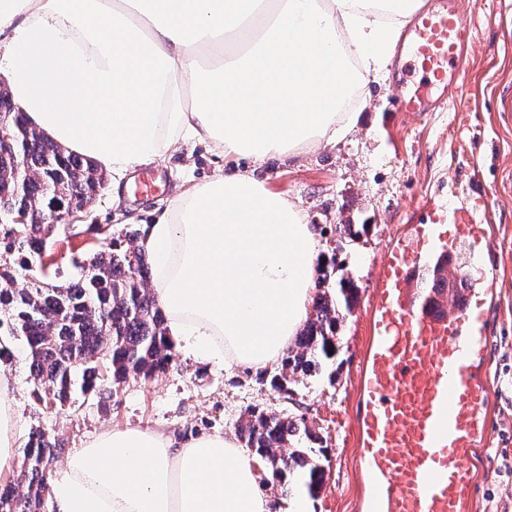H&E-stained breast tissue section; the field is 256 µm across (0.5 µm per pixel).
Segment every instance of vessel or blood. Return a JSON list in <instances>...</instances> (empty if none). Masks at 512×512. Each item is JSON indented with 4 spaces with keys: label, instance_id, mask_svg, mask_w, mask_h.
<instances>
[{
    "label": "vessel or blood",
    "instance_id": "vessel-or-blood-1",
    "mask_svg": "<svg viewBox=\"0 0 512 512\" xmlns=\"http://www.w3.org/2000/svg\"><path fill=\"white\" fill-rule=\"evenodd\" d=\"M474 42L459 0L416 13L405 52L441 91L394 97L391 110L444 108L461 90L457 66ZM486 207L482 196L449 211L425 203L421 223L396 236L372 282L354 406L366 512H475L467 462L485 447L492 414L487 316L455 248L485 240Z\"/></svg>",
    "mask_w": 512,
    "mask_h": 512
}]
</instances>
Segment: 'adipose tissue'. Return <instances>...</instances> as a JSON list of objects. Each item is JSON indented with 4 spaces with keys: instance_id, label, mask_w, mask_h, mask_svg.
Segmentation results:
<instances>
[{
    "instance_id": "ef3b65f1",
    "label": "adipose tissue",
    "mask_w": 512,
    "mask_h": 512,
    "mask_svg": "<svg viewBox=\"0 0 512 512\" xmlns=\"http://www.w3.org/2000/svg\"><path fill=\"white\" fill-rule=\"evenodd\" d=\"M0 0V67L44 135L120 175L180 142L288 159L356 121L346 92L391 58L420 0ZM167 334L196 362L254 370L293 345L313 300V227L244 170L194 185L144 225ZM0 370V473L21 437ZM259 458L230 436L174 444L107 430L51 482L52 512H273Z\"/></svg>"
}]
</instances>
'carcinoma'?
Here are the masks:
<instances>
[{"instance_id": "obj_1", "label": "carcinoma", "mask_w": 512, "mask_h": 512, "mask_svg": "<svg viewBox=\"0 0 512 512\" xmlns=\"http://www.w3.org/2000/svg\"><path fill=\"white\" fill-rule=\"evenodd\" d=\"M4 118L14 137L0 139V216L24 210L28 223H0V328L6 326L24 338L35 399L63 406L79 392L101 393L106 380L114 387L131 377L146 381L166 371L174 361L173 345L167 338L164 311L149 289L148 259L132 246L137 233L127 231L121 238L107 229L102 239L109 244L72 259L81 269L74 283H60L43 270L47 243H68L65 226L48 224L51 207L78 206L100 195L103 174L82 156L29 133L25 113L6 111ZM20 164L41 179L18 184L15 171ZM336 290L351 308L356 288L349 273L342 272ZM341 319L330 291L318 293L314 314L282 358L280 369L273 375L262 371L257 380H268L292 396L289 384L296 375H316L335 361ZM237 436L261 459L288 449V466L269 470L271 483L283 494L299 488L312 498L318 496L324 485L320 458L325 449L313 446L318 436L305 417L253 406L237 426ZM55 455V445L43 432H30L27 490L0 492V512H40L45 462Z\"/></svg>"}]
</instances>
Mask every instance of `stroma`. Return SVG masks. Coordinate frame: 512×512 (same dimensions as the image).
I'll return each instance as SVG.
<instances>
[{
	"label": "stroma",
	"instance_id": "stroma-1",
	"mask_svg": "<svg viewBox=\"0 0 512 512\" xmlns=\"http://www.w3.org/2000/svg\"><path fill=\"white\" fill-rule=\"evenodd\" d=\"M477 29L463 59L462 97L439 112H394L390 100L411 94L418 77L400 79L390 62L365 82L353 106L357 122L343 138L300 152L288 161L268 159L248 168L264 186L295 204L320 242V265L337 262L352 273L357 299L344 312L335 364L298 378L293 395L259 383L247 368L201 365L176 354L172 367L152 380L130 379L104 394L77 395L65 406L35 402L25 345L12 337L4 364L12 380L13 407L24 431L44 432L58 447L61 468L76 448L108 429L140 428L174 440L220 432L235 435L249 407L305 416L327 450L326 481L317 498L302 491L281 495L268 487L275 512H361L363 482L355 462L357 429L352 407L358 368L367 341L370 284L391 239L420 216L426 200L455 206L480 193L488 201L482 223L491 227L488 249L474 270L493 276L485 296L489 317L488 376L495 411L487 453L472 467L478 474L477 512H512V476L502 467L512 456V0H463ZM222 155L198 142H182L164 157L140 164L124 177L108 176L97 200L81 215L69 249L85 254L99 242L88 227L111 225L114 233L142 230L169 201L193 184L233 172ZM342 224H363L355 239Z\"/></svg>",
	"mask_w": 512,
	"mask_h": 512
}]
</instances>
